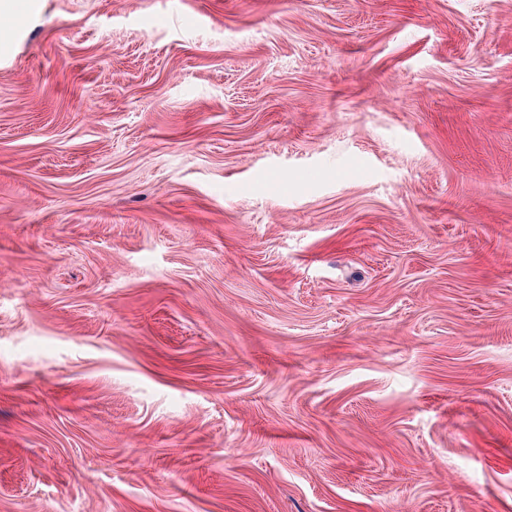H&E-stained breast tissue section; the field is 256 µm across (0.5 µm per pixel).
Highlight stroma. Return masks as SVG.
<instances>
[{"label":"stroma","instance_id":"35a3bbf8","mask_svg":"<svg viewBox=\"0 0 512 512\" xmlns=\"http://www.w3.org/2000/svg\"><path fill=\"white\" fill-rule=\"evenodd\" d=\"M0 19V512H512V0Z\"/></svg>","mask_w":512,"mask_h":512}]
</instances>
